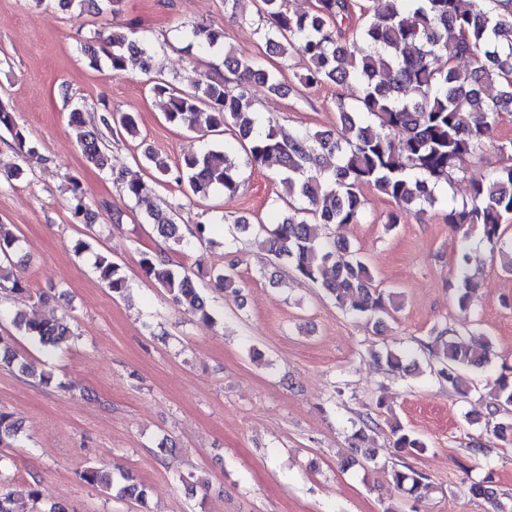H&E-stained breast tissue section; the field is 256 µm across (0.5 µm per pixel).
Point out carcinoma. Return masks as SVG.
<instances>
[{
	"label": "carcinoma",
	"instance_id": "cac0c4a2",
	"mask_svg": "<svg viewBox=\"0 0 512 512\" xmlns=\"http://www.w3.org/2000/svg\"><path fill=\"white\" fill-rule=\"evenodd\" d=\"M125 0H58L62 8L91 7L117 18ZM243 0H224L230 18L253 26L254 32L277 54H292L306 61L299 76L303 86L333 84L355 87L350 100L339 99L337 133L282 134L265 124L255 109L251 89L263 86L271 94L284 88L278 74L256 61H244L224 48V28L194 23L184 26L187 48L224 49V73H198L177 86L155 78L152 91L167 99L166 120L176 126L202 132H231L245 153L246 163L262 166L270 160L280 167L282 195L288 212L277 215L274 228L251 222L246 216L224 218L233 239L265 237L268 252L277 261L291 265L296 274L316 283L336 305L379 332L384 319L401 307L399 295L374 286L370 266L349 244L336 239V229L355 224L365 204L363 188L371 187L392 199L405 213L422 215L440 202V189L467 165L479 158L486 141L503 113L512 112V0H366L353 18L352 0H315L307 11H292L287 0H254L256 14L239 11ZM129 33L100 39V48L85 47L90 64L97 65V51L105 52L112 71L125 72L135 65L141 73L156 71L158 49L137 24ZM71 126L86 161L104 171L109 157L101 128L116 127L120 133L139 135V114L112 111L88 124L82 109L71 111ZM0 130L12 140L13 157L3 172L22 171L35 154L26 127L0 104ZM497 160L487 178L471 181L468 199L448 205V223L477 226L482 241L497 253L504 272L512 273V243L504 240V219L512 217V140L493 146ZM140 167L150 169L154 179H169L186 185L202 199L215 189L231 196L238 192L240 162L228 148H207L183 157L176 169L151 150L142 153ZM71 216L87 223L90 202L79 181L71 177ZM116 181L123 195L140 200L150 187L138 170L128 169ZM179 206L167 204L150 211L148 218L159 234L182 240ZM19 237L8 224H0V290L15 295L30 293L15 275L11 255ZM470 256L456 257L459 281L455 301L468 310L476 298L479 281L469 271ZM95 271L114 293L127 288L120 265L99 254ZM144 276L170 296L174 303L212 320L206 297L186 271L174 269L168 260L142 253ZM214 287L240 296L233 269L213 272ZM14 328L44 346L60 348L74 338L68 316L36 321L20 312L12 316ZM437 359V374L457 389L463 387L462 367H480L486 362L487 346L455 337L449 328L433 332L421 343ZM393 372L409 373L417 363L387 352L382 357ZM0 363L16 367L23 375L43 384L51 375L31 362L13 342L0 335ZM493 413L512 408V367L502 368L492 393ZM20 433L9 413L0 412V445ZM393 447L417 455L426 444L395 424ZM90 485L103 487L114 498L146 505L147 490L130 473L115 480L112 472L88 468L81 474ZM395 487L418 500L434 490L428 476L405 463L393 470ZM471 492L492 502V512H507L495 489L475 484Z\"/></svg>",
	"mask_w": 512,
	"mask_h": 512
}]
</instances>
